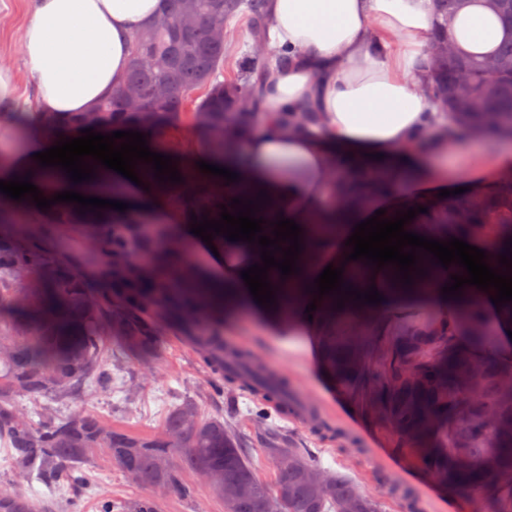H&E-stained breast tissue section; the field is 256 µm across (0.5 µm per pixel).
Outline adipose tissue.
I'll return each mask as SVG.
<instances>
[{
	"label": "adipose tissue",
	"mask_w": 512,
	"mask_h": 512,
	"mask_svg": "<svg viewBox=\"0 0 512 512\" xmlns=\"http://www.w3.org/2000/svg\"><path fill=\"white\" fill-rule=\"evenodd\" d=\"M166 6L167 0H30L20 33L23 76L0 69V105L13 103L22 79L36 91V112L94 111L123 84L134 35ZM266 14L271 48L293 54L290 66L270 75L266 111L310 101L322 122L296 134L260 124L221 154L172 150L173 166L189 170L195 191L218 182L217 176L200 171L202 160L236 173L240 198L253 200L266 191L268 200L259 210L264 222L293 220L302 229L301 239L319 242L312 254L299 255L298 271L289 277L301 289L313 285L327 265L344 264L355 225L380 209L391 217L417 208L407 230L438 241L452 235L468 239L467 231L452 234L435 222L438 193L459 185H494L498 174L512 170V144L473 138L461 127L432 130L430 118L437 107L422 89L429 71L423 47L432 24L431 0H266ZM448 35L457 51L469 56L491 53L512 34L487 0H465ZM24 132L22 148L0 166V180L27 175L45 195L72 189L102 196V181L77 184L59 168L39 166L36 153L69 137V130L51 134L37 123L25 125ZM455 153L468 156L456 183L435 170ZM381 171L387 178L379 183L375 177ZM138 177L134 183L106 170L104 181L117 185L118 200L128 205L113 212V219L172 225L183 260L209 287L223 289L227 309L265 314L241 277L254 245L237 242L244 254L240 260L213 254L191 233L190 210L170 204L181 184L143 171ZM418 266L425 274L415 286L385 293L380 303L360 305V312L387 318L409 305H427L448 320L463 307H480L496 341L478 352V359L512 363V318L492 303L488 292L467 285L460 296L443 298L442 289L459 266L445 268L426 256Z\"/></svg>",
	"instance_id": "ef3b65f1"
}]
</instances>
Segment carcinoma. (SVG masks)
Here are the masks:
<instances>
[{"label": "carcinoma", "instance_id": "obj_1", "mask_svg": "<svg viewBox=\"0 0 512 512\" xmlns=\"http://www.w3.org/2000/svg\"><path fill=\"white\" fill-rule=\"evenodd\" d=\"M166 13L138 32L133 41L124 86L94 111L60 122L44 119L49 129H107L139 126L136 109L151 104L158 89L167 93L150 128L162 133L182 121L190 92H207L194 104L191 128L208 133L216 153L264 115L263 84L268 66L264 0H167ZM460 0H433L435 22L427 44L448 42V17ZM246 23L248 50L237 72L223 81L230 22ZM427 93L439 104L441 119L481 132L512 129V39L484 59L448 52L431 59ZM315 121L309 106H284L275 122L298 129ZM220 187L195 194L188 204L198 211H220ZM48 223L59 226L112 223V214H81L50 207ZM443 224L462 226L499 250V235H512V180L490 190L448 198ZM148 240L136 224H123L94 239L95 253L112 263V287L86 286L66 261L38 243L0 236V447L11 468L28 482L49 491L65 487L64 497L30 498L16 488H0V512H65L64 502L79 501L93 489L85 469L92 453L106 454L146 494L124 505L97 496L96 512H160L158 489L189 495L182 472L208 470L209 487L220 497L224 486L246 484L247 496L224 500V512H380L378 504L341 475L320 471L312 449L286 445L272 437L267 452L275 477L262 481L249 460V449L224 419L206 416L194 399L168 408L160 428L149 435L115 426L80 404L91 388L122 389L130 400L128 379L116 386L124 366L105 353L107 339L141 365L159 363L163 349L158 328L172 320L182 324L203 361L216 375L215 388L235 384L224 372V336L217 321L224 300L186 275L185 268L148 274L136 254ZM374 267L344 268V286L373 278ZM275 304L283 315L306 311L296 289L270 270ZM319 327L320 358L338 390L385 426L399 452H410L415 465L436 483L484 500L478 512H512V365L478 362L455 349L452 338L466 335L483 349L492 341L480 309L453 320L425 309L402 312L385 325L352 313L336 314V303L312 312ZM277 387L266 385L254 397V414L267 415ZM319 471L325 490L315 492L310 472Z\"/></svg>", "mask_w": 512, "mask_h": 512}]
</instances>
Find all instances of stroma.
<instances>
[{
    "mask_svg": "<svg viewBox=\"0 0 512 512\" xmlns=\"http://www.w3.org/2000/svg\"><path fill=\"white\" fill-rule=\"evenodd\" d=\"M26 0H0V68L19 70V31L25 19ZM13 227L43 230L44 245L59 257L76 263L84 279L95 288L106 287V266L91 260L88 240L91 228L73 225L63 228L32 218L26 204L9 205ZM224 340L248 352L260 353L270 363L288 371V388L296 395L310 398L314 408L337 430L336 438L319 439L308 428L269 413L265 419L253 414L252 399L236 389L218 392L213 377L198 352L182 340L178 330L166 328L161 338L164 356L163 376L149 381L136 378L132 404L122 394L99 393L84 397L88 408L112 422L138 434L156 431L163 421L167 405L182 399L197 400L203 412L222 417L251 450L260 478L272 482L273 465L266 451L269 433L281 440L298 441L312 448L318 466L348 476L365 494L373 498L381 512H407V500H414L418 512H476V500L442 490L431 477L417 470L408 454L396 452L393 436L373 421L354 403L342 396L319 368L317 344L311 336H291L271 322L247 312L225 316ZM99 492L123 503L141 496L142 490L103 455H95L89 470ZM183 482L190 496L170 492L163 496L161 512H224V503L197 474L185 472Z\"/></svg>",
    "mask_w": 512,
    "mask_h": 512,
    "instance_id": "1",
    "label": "stroma"
}]
</instances>
